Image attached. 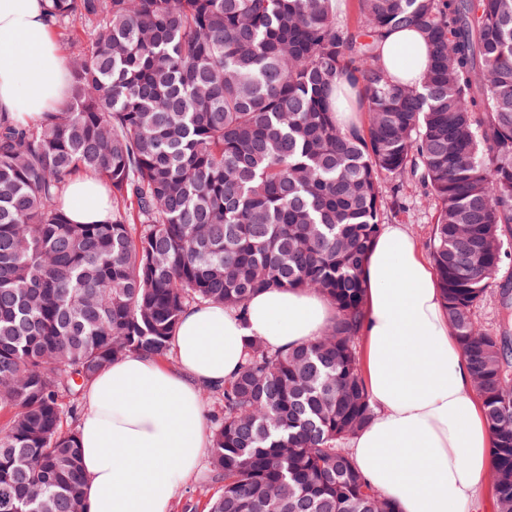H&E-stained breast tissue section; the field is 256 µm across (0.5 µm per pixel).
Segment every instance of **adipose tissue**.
Wrapping results in <instances>:
<instances>
[{
	"mask_svg": "<svg viewBox=\"0 0 512 512\" xmlns=\"http://www.w3.org/2000/svg\"><path fill=\"white\" fill-rule=\"evenodd\" d=\"M389 73L418 86L430 55L414 28L380 37ZM69 67L44 0H0V112L36 122L69 95ZM61 206L76 224H102L112 206L98 175L69 180ZM362 371L374 418L349 441L366 480L398 512H469L493 464V434L442 290L406 225H384L363 267ZM334 317L321 294L269 289L244 315L187 308L172 338L175 365L133 353L86 387L77 445L85 512H169L210 448L201 392L223 386L259 339L286 350L319 336Z\"/></svg>",
	"mask_w": 512,
	"mask_h": 512,
	"instance_id": "obj_1",
	"label": "adipose tissue"
}]
</instances>
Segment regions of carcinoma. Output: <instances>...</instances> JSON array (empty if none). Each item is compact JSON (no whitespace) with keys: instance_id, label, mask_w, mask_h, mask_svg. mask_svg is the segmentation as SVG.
Listing matches in <instances>:
<instances>
[{"instance_id":"obj_1","label":"carcinoma","mask_w":512,"mask_h":512,"mask_svg":"<svg viewBox=\"0 0 512 512\" xmlns=\"http://www.w3.org/2000/svg\"><path fill=\"white\" fill-rule=\"evenodd\" d=\"M48 0L72 48L66 104L0 112V512H83L75 429L90 380L171 355L183 311L244 314L271 288L335 315L285 351L259 339L211 392L222 415L208 512H396L345 444L374 417L361 376V266L404 187L435 208L428 248L494 436L496 512H512V284L477 320L512 248V0ZM417 28V90L374 51ZM366 125L336 127V91ZM97 173L112 219L73 224L68 179ZM397 181L391 201L378 179ZM507 279H512V256L510 259L506 260L502 266L497 283H494L491 286L486 298L481 303L477 312L479 321L490 331H494L496 329L499 319V303L498 295L496 293V285H498V282Z\"/></svg>"}]
</instances>
